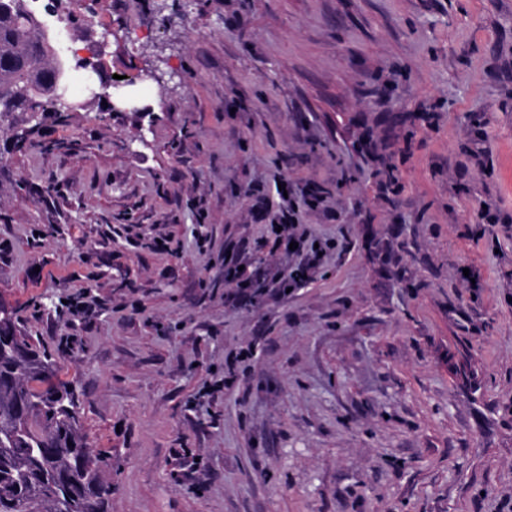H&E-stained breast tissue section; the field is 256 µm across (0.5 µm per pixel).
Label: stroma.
I'll return each instance as SVG.
<instances>
[{
    "mask_svg": "<svg viewBox=\"0 0 512 512\" xmlns=\"http://www.w3.org/2000/svg\"><path fill=\"white\" fill-rule=\"evenodd\" d=\"M65 7L108 43L71 74L146 77L147 109L75 82L65 118L0 117V306L77 382L112 512H512V0ZM281 176L336 247L242 305L225 264L300 261ZM298 221L297 218V210L294 206L290 205L288 208H285L279 212V215L272 220L269 225V232L274 236V241L277 246L284 245L289 249V245L291 242H297L298 248L294 251L298 254L302 255V262L298 265L296 271H294L290 277L279 280L277 278L273 279L272 282H279V292L282 295H288L286 293L287 288H295V286L299 285V283L304 279L305 274L309 267L319 264L325 254L334 247L331 242H324L323 244H318V249H314V244L311 249L303 254L304 246L302 237L297 238L295 235H288V229L292 228L293 225ZM278 226L282 227L280 232H277ZM319 252H322V256H319Z\"/></svg>",
    "mask_w": 512,
    "mask_h": 512,
    "instance_id": "1",
    "label": "stroma"
}]
</instances>
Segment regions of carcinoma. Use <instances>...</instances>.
Segmentation results:
<instances>
[{"mask_svg":"<svg viewBox=\"0 0 512 512\" xmlns=\"http://www.w3.org/2000/svg\"><path fill=\"white\" fill-rule=\"evenodd\" d=\"M26 0H0V115L37 106L63 117L66 69L50 30ZM0 316V512H111L112 457L81 431L76 386Z\"/></svg>","mask_w":512,"mask_h":512,"instance_id":"carcinoma-1","label":"carcinoma"}]
</instances>
